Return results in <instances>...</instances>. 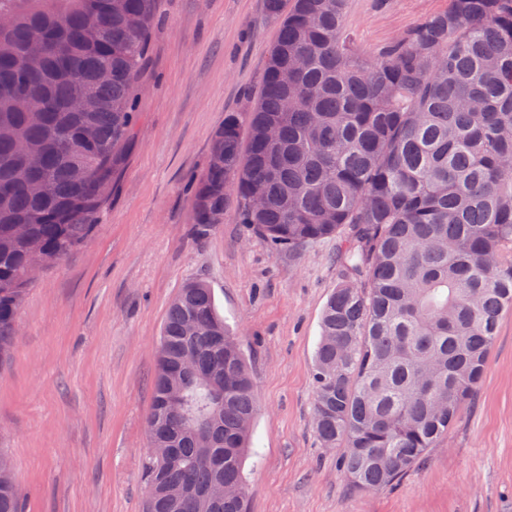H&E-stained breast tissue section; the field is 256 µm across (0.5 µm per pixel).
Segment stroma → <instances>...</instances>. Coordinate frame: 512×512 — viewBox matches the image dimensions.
<instances>
[{"mask_svg": "<svg viewBox=\"0 0 512 512\" xmlns=\"http://www.w3.org/2000/svg\"><path fill=\"white\" fill-rule=\"evenodd\" d=\"M448 0H348L370 53ZM138 116L91 237L41 272L0 365V450L23 512H143L146 421L160 332L192 280L212 288L251 371L250 512H512V312L458 422L392 487L354 488L314 429L312 365L340 280L339 238L275 250L236 206L208 235L191 190L214 132L259 93L279 18L264 0H157Z\"/></svg>", "mask_w": 512, "mask_h": 512, "instance_id": "stroma-1", "label": "stroma"}]
</instances>
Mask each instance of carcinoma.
<instances>
[{
  "mask_svg": "<svg viewBox=\"0 0 512 512\" xmlns=\"http://www.w3.org/2000/svg\"><path fill=\"white\" fill-rule=\"evenodd\" d=\"M344 5L265 0L281 23L260 94L214 133L191 207L199 235L234 203L290 253L344 236L314 425L375 491L448 434L512 311V0H449L372 54L352 47ZM0 18L2 360L28 270L78 249L112 194L155 14L154 0H0ZM256 411L212 290L186 284L157 347L147 439L169 454H148L145 512H246ZM0 462V512H22Z\"/></svg>",
  "mask_w": 512,
  "mask_h": 512,
  "instance_id": "1",
  "label": "carcinoma"
}]
</instances>
